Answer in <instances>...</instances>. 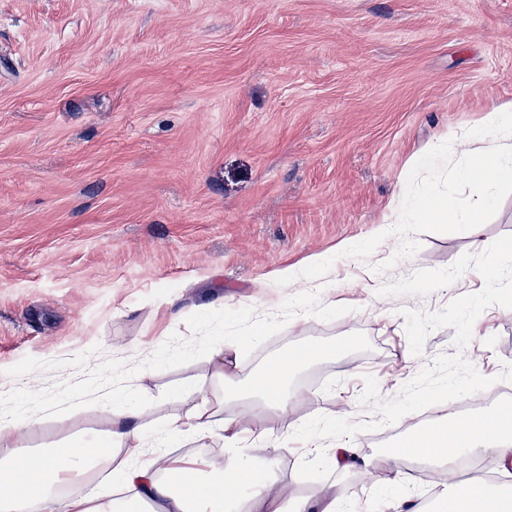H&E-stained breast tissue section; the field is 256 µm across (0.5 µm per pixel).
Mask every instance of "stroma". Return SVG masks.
Returning a JSON list of instances; mask_svg holds the SVG:
<instances>
[{
  "label": "stroma",
  "instance_id": "35a3bbf8",
  "mask_svg": "<svg viewBox=\"0 0 512 512\" xmlns=\"http://www.w3.org/2000/svg\"><path fill=\"white\" fill-rule=\"evenodd\" d=\"M511 100L512 0H0V392L27 356L93 348L92 364L133 365L157 336L191 339V314L279 315L276 274L326 253L348 313L285 325L240 357L241 374L320 345L292 381L289 426L315 410L375 420L365 375L392 399L458 351L440 327L411 355L402 310L439 311L472 280L378 296L471 249L464 229L424 224L399 250L383 222L429 180L410 175L413 156ZM482 228L488 243L512 236V185ZM461 351L499 375L512 309H484ZM184 383L194 391L163 399ZM129 384L154 400L150 440L217 389L205 357ZM403 431L357 433L367 465L350 472L330 441L289 444L283 495L331 490L347 512H393L396 469L382 456Z\"/></svg>",
  "mask_w": 512,
  "mask_h": 512
}]
</instances>
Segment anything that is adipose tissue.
<instances>
[{
	"label": "adipose tissue",
	"instance_id": "1",
	"mask_svg": "<svg viewBox=\"0 0 512 512\" xmlns=\"http://www.w3.org/2000/svg\"><path fill=\"white\" fill-rule=\"evenodd\" d=\"M463 156V177L475 193L466 205H458L436 188L404 198L386 237L396 240L405 224L451 223L463 225L475 248H482L481 217L495 201L501 185L512 182V101L497 105L482 117V130L441 138L424 155L413 158L412 169L437 167L448 153ZM322 351L311 346L305 352L290 351L270 359L263 370L242 380L237 360L227 346L212 345L209 359L212 377L224 385L243 389L246 398L259 399L280 423L298 394L288 383L303 366ZM101 423L99 430L76 437L66 416L21 417L0 415V512H224L230 499L242 496L249 512H341L342 502L318 493L293 500L277 492L276 474L287 432L271 435L265 428L247 427L241 416L225 415L223 396L202 398L185 415L166 420L169 440L191 438L222 444L223 465H215L202 453L174 455L163 450L147 454L143 411L124 403H92ZM60 432L59 440L25 450L20 433H42L47 424ZM267 447L256 458V445ZM493 455L503 474L512 473V411L480 417L446 413L431 427L409 425L400 447L385 458L395 466L422 457L441 466L455 467L463 456ZM109 470L120 493L101 501L91 493L77 492L79 483L97 469ZM443 512H512V495L501 497L490 487L476 493L446 489L439 499Z\"/></svg>",
	"mask_w": 512,
	"mask_h": 512
}]
</instances>
